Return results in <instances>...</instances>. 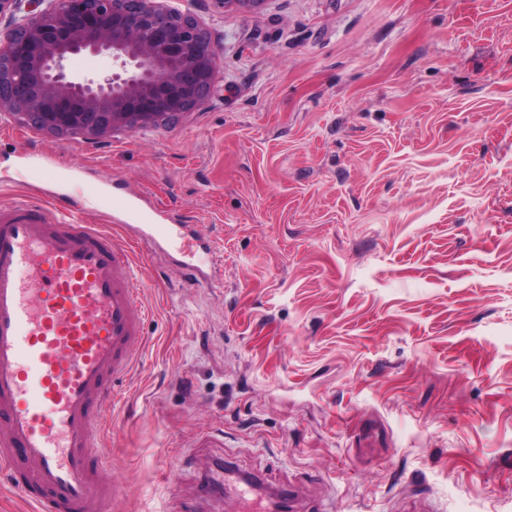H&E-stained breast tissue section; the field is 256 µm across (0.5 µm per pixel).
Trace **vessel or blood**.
I'll use <instances>...</instances> for the list:
<instances>
[{
	"label": "vessel or blood",
	"mask_w": 512,
	"mask_h": 512,
	"mask_svg": "<svg viewBox=\"0 0 512 512\" xmlns=\"http://www.w3.org/2000/svg\"><path fill=\"white\" fill-rule=\"evenodd\" d=\"M57 224L29 201L0 208V466L35 512H109L117 487L104 479L98 432L113 386L145 344L147 317L130 271L136 245L177 247L183 224ZM231 474L239 512H303L293 483L268 488Z\"/></svg>",
	"instance_id": "vessel-or-blood-1"
}]
</instances>
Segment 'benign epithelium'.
<instances>
[{
    "label": "benign epithelium",
    "mask_w": 512,
    "mask_h": 512,
    "mask_svg": "<svg viewBox=\"0 0 512 512\" xmlns=\"http://www.w3.org/2000/svg\"><path fill=\"white\" fill-rule=\"evenodd\" d=\"M112 52L119 70L76 80L65 62ZM217 45L190 13L160 0H0V113L88 142L146 129L201 106Z\"/></svg>",
    "instance_id": "7a95c632"
}]
</instances>
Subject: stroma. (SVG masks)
<instances>
[{
	"label": "stroma",
	"instance_id": "35a3bbf8",
	"mask_svg": "<svg viewBox=\"0 0 512 512\" xmlns=\"http://www.w3.org/2000/svg\"><path fill=\"white\" fill-rule=\"evenodd\" d=\"M173 5L218 48L200 108L101 144L0 116V205L214 243L198 283L138 260L112 512H179L209 455L331 512H512V0Z\"/></svg>",
	"mask_w": 512,
	"mask_h": 512
}]
</instances>
